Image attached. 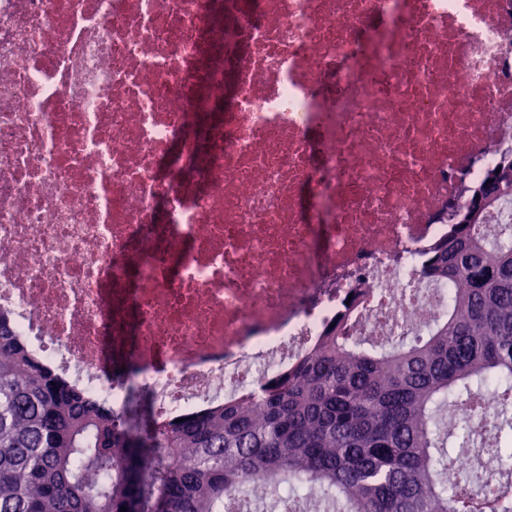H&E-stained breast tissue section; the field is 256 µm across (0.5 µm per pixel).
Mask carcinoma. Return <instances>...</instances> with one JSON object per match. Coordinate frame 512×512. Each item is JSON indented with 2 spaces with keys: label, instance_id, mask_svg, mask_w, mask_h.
I'll return each mask as SVG.
<instances>
[{
  "label": "carcinoma",
  "instance_id": "carcinoma-1",
  "mask_svg": "<svg viewBox=\"0 0 512 512\" xmlns=\"http://www.w3.org/2000/svg\"><path fill=\"white\" fill-rule=\"evenodd\" d=\"M448 216L422 276L448 282L447 316L389 348L338 326L260 392L138 434L124 415L40 364L0 313V512H224L256 473L305 484L338 512H512L469 492L456 459L472 426H441L482 391L512 408V223L472 232L512 194V157ZM502 430L484 454L512 460ZM125 510H120V507Z\"/></svg>",
  "mask_w": 512,
  "mask_h": 512
}]
</instances>
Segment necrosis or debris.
Returning <instances> with one entry per match:
<instances>
[{"mask_svg":"<svg viewBox=\"0 0 512 512\" xmlns=\"http://www.w3.org/2000/svg\"><path fill=\"white\" fill-rule=\"evenodd\" d=\"M512 146V0H0V310L173 422L405 336Z\"/></svg>","mask_w":512,"mask_h":512,"instance_id":"obj_1","label":"necrosis or debris"}]
</instances>
